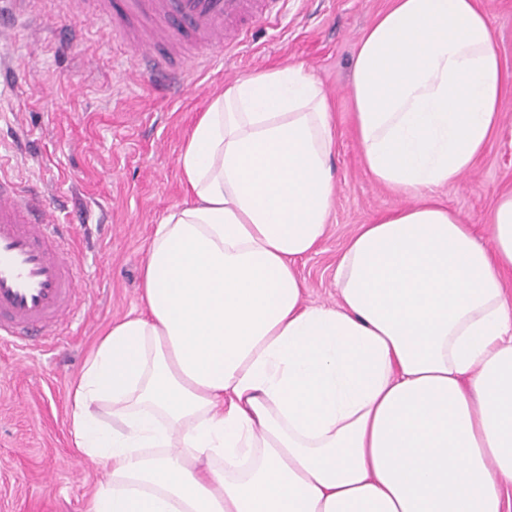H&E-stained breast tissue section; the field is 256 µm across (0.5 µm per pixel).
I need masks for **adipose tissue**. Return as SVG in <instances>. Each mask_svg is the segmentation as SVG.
I'll return each mask as SVG.
<instances>
[{"label":"adipose tissue","mask_w":512,"mask_h":512,"mask_svg":"<svg viewBox=\"0 0 512 512\" xmlns=\"http://www.w3.org/2000/svg\"><path fill=\"white\" fill-rule=\"evenodd\" d=\"M476 0H391L350 101L365 168L408 205L360 225L313 304L295 263L334 205L328 96L303 65L226 84L178 156L141 310L73 387L102 466L87 512H506L512 484V193L492 247L437 198L499 124Z\"/></svg>","instance_id":"ef3b65f1"}]
</instances>
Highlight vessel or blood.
<instances>
[{
  "label": "vessel or blood",
  "instance_id": "obj_1",
  "mask_svg": "<svg viewBox=\"0 0 512 512\" xmlns=\"http://www.w3.org/2000/svg\"><path fill=\"white\" fill-rule=\"evenodd\" d=\"M88 20L137 51L136 64L166 83L185 44L233 50L252 26L271 21L278 0H84ZM0 159V343L25 351L72 325L82 276L32 187L5 175Z\"/></svg>",
  "mask_w": 512,
  "mask_h": 512
}]
</instances>
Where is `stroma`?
Here are the masks:
<instances>
[{
    "instance_id": "obj_1",
    "label": "stroma",
    "mask_w": 512,
    "mask_h": 512,
    "mask_svg": "<svg viewBox=\"0 0 512 512\" xmlns=\"http://www.w3.org/2000/svg\"><path fill=\"white\" fill-rule=\"evenodd\" d=\"M388 0H288L277 23L253 27L248 45L155 89L126 59V45L68 18L58 0H35L33 21L0 41L16 82L0 117L9 175L44 191L66 225L85 274L84 321L38 354L23 377L0 384V512H85L103 472L75 448L69 392L104 328L140 309L142 268L156 224L183 203L177 159L214 93L254 71L304 64L324 86L334 130L336 197L328 233L296 269L313 303L336 299V265L359 225L402 198L367 173L348 96L362 32ZM494 29L505 91L500 124L459 183L437 195L490 242L498 198L512 192V0H478Z\"/></svg>"
}]
</instances>
